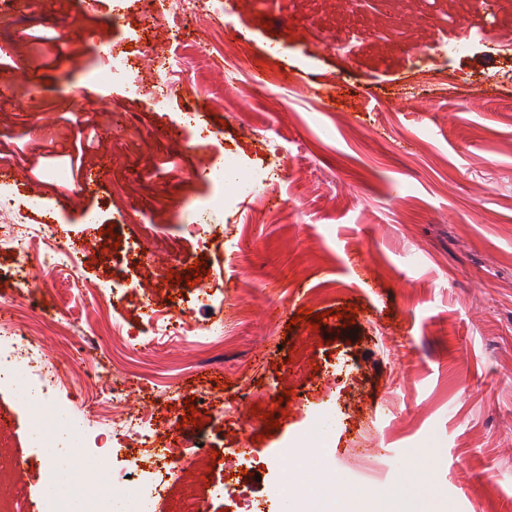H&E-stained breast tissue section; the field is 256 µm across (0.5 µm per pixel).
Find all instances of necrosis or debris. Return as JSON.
Returning a JSON list of instances; mask_svg holds the SVG:
<instances>
[{"label": "necrosis or debris", "instance_id": "obj_1", "mask_svg": "<svg viewBox=\"0 0 512 512\" xmlns=\"http://www.w3.org/2000/svg\"><path fill=\"white\" fill-rule=\"evenodd\" d=\"M145 27L164 26L170 40H179L191 25L220 23L229 11V0H139ZM101 65L93 78L100 83H122L130 97L143 91L142 71L157 75L153 96L158 102L179 95L182 89L197 91L200 82L233 84L232 75L223 66H208L203 81L172 78L173 65L166 51L153 50L141 64H134L116 50L102 52ZM203 169L209 180L223 182L225 171H232L241 194L258 196L268 190L269 181L257 170H247L235 154L209 158ZM144 318L154 335L190 346L217 345L224 340V326L213 322L200 324L188 313L179 317L162 315L147 307ZM72 366L60 362L44 342L15 329L12 320L0 322V392L15 391L28 414L29 432L41 448H68L75 461L69 470L72 495L84 498L85 512H103L106 502L119 499L144 505L165 493L168 485L184 480L192 460L202 456L207 439L185 436L175 421L160 422L159 408L153 402H138L132 397L129 381H113L111 391L104 393L99 405L111 414V427L87 435L71 417L63 414L56 401L59 386L67 384ZM207 407L221 414L237 415L247 420L255 406L275 404L276 396L246 386L227 402H215L209 391H202ZM253 449L236 448L225 463L223 483L210 486L209 494L233 498L237 512H271L266 500L247 495L233 474L238 466L254 461ZM276 461L292 460L291 469L281 470L277 492L292 495L300 512H331L336 502V481L326 474L328 461L323 453L299 458L291 448L278 449ZM16 464L0 458V512H69L63 500L39 498L19 504L12 489V472Z\"/></svg>", "mask_w": 512, "mask_h": 512}]
</instances>
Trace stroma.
<instances>
[{
  "instance_id": "obj_1",
  "label": "stroma",
  "mask_w": 512,
  "mask_h": 512,
  "mask_svg": "<svg viewBox=\"0 0 512 512\" xmlns=\"http://www.w3.org/2000/svg\"><path fill=\"white\" fill-rule=\"evenodd\" d=\"M341 0H238L225 20L236 44L253 55L273 54L285 73L278 98L254 93L248 75L235 92L210 85L195 97L155 103L129 99L120 84L91 87L102 44L139 61L149 48L181 45L209 36L205 27L183 31L168 43L164 27L153 34L138 25V0H15L0 9V42L12 61L37 67L34 83L16 81L0 101V154L13 156V177L0 196L25 208L27 226L52 210L58 225L80 233L96 215L103 249L74 255V267L48 270L38 256L44 242L23 254L0 248V311L28 335L55 346L75 366L62 401H82L92 424L97 390L86 372L130 378L138 398L157 385L176 391L162 419L185 416L186 399L204 384L213 396L234 398L242 383L282 393L281 425L264 434L265 415L242 425L198 406L187 432L209 434L208 455L191 467L217 481L224 451L251 448L270 456L284 445L307 454L306 436L320 418V442L341 481L354 476L352 449L381 456L387 482L373 499L377 512H512V82L493 76L512 67L499 41L484 33L481 16L469 27L439 25L441 17L471 14L469 0H387L415 20L412 42L432 48L469 40L466 53L449 57L448 78L427 79V60L397 41L368 43L360 37L373 11ZM59 37L64 55L38 68L21 28ZM337 35L349 54L326 49L315 29ZM411 42V43H412ZM336 77L333 85L322 74ZM491 89L479 110L459 108L464 93ZM426 96L435 109L397 107L407 96ZM83 112L96 127L98 149L87 152L85 173L107 169L103 186L83 208L66 204L72 180L43 178L47 155L63 165L74 140L65 111ZM199 114L200 129H180L185 111ZM124 126L114 130V114ZM179 130L182 152L172 156L162 133ZM283 137L288 158L278 163L267 142ZM239 148L244 167L271 172L265 197L239 196L196 175L199 161ZM235 207L212 212L224 232L217 252L185 248L180 224L190 209L216 193ZM163 245L206 265L201 281L214 299L194 306L200 322L223 319L221 345L196 352L151 339L139 323V300L121 309L99 301L97 287L111 282L142 286L160 308L190 295L186 284L150 278L140 249ZM24 269L50 293L37 307L15 290ZM354 306L353 323L342 307ZM322 317L320 328L295 321L297 310ZM147 339L130 347L112 335L113 319ZM340 368L317 392L319 378ZM0 450L25 461L13 475L19 497L43 489L44 449L35 447L16 394L0 395ZM234 512L228 499L203 500L193 480L174 484L148 512Z\"/></svg>"
}]
</instances>
